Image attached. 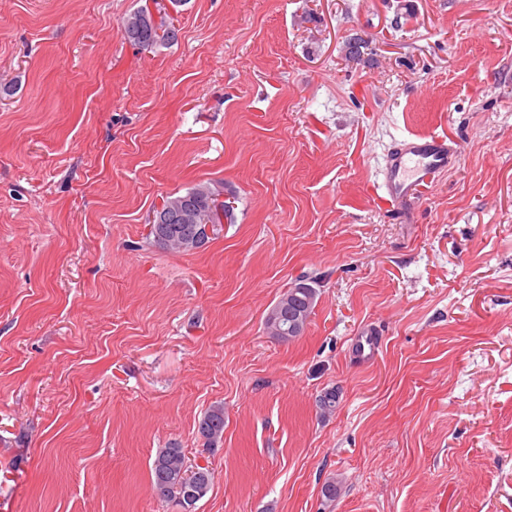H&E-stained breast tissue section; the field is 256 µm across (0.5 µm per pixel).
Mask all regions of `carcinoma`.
I'll use <instances>...</instances> for the list:
<instances>
[{"instance_id": "cac0c4a2", "label": "carcinoma", "mask_w": 512, "mask_h": 512, "mask_svg": "<svg viewBox=\"0 0 512 512\" xmlns=\"http://www.w3.org/2000/svg\"><path fill=\"white\" fill-rule=\"evenodd\" d=\"M149 11L148 6H141L123 20L124 39L141 50L177 42L179 29L164 14L159 16V21L155 24L139 25L133 22L134 18ZM366 48L368 42L359 35H353L345 44L346 57L359 61ZM214 191L215 185L199 183L182 193L166 196V220L162 224L149 226V240L158 248L173 253H186L203 247L200 242L184 246L178 237V234L188 229L179 219L180 209L188 201L204 211L215 213L223 209L228 223H235L234 208L224 209V202L211 197ZM305 284V279L292 282L265 317V330L281 342H288L299 336L314 314L318 291L314 287H305ZM295 301L299 302L300 312L297 324L293 327L288 320L280 318V311ZM197 433L204 440L206 449L214 451L224 437V404H214L203 413L198 421ZM212 480L211 469L206 467L197 472L193 471L187 464L184 449L176 444L160 449L153 462L152 489L160 501L175 508L176 512H183V502L188 497L196 503L202 500L208 494Z\"/></svg>"}]
</instances>
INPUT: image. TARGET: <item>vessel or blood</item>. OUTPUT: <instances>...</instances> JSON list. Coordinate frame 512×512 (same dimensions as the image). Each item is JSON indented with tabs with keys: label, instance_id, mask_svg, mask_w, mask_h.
Instances as JSON below:
<instances>
[{
	"label": "vessel or blood",
	"instance_id": "vessel-or-blood-1",
	"mask_svg": "<svg viewBox=\"0 0 512 512\" xmlns=\"http://www.w3.org/2000/svg\"><path fill=\"white\" fill-rule=\"evenodd\" d=\"M458 150L453 141L436 134L407 137L387 152L381 169L382 191L391 199L410 203L418 189L429 183L437 173L454 164ZM380 341L374 329H366L356 339L360 359H374Z\"/></svg>",
	"mask_w": 512,
	"mask_h": 512
}]
</instances>
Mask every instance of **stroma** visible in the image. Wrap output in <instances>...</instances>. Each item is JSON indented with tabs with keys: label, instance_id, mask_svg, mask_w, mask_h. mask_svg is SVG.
<instances>
[{
	"label": "stroma",
	"instance_id": "35a3bbf8",
	"mask_svg": "<svg viewBox=\"0 0 512 512\" xmlns=\"http://www.w3.org/2000/svg\"><path fill=\"white\" fill-rule=\"evenodd\" d=\"M158 2L179 39L141 50L146 0H0V512H164L172 443L214 472L197 512H512V0ZM429 133L457 164L384 199L386 152ZM207 182L235 223L150 244ZM302 277L315 313L278 341ZM216 190L215 185L211 183H199L191 188H188L182 193H173L163 198L165 207H168L166 211V220L163 224H153L150 226L149 222V240L158 248L173 252V253H186L199 249L209 243L207 238L205 243H196L186 246H182L179 236L177 234L185 233L189 226L181 223L178 215L182 205L186 202L191 201L194 205L199 207L201 210H211L214 214L218 210L225 211L224 224L235 223L234 207L224 210V202L219 201L218 198H210V195ZM158 234H170L177 235L172 236L167 242L158 239ZM312 278L295 280L279 297L265 317L264 328L281 342H288L299 336L309 323L317 303L318 291L307 283ZM306 285L310 288H299ZM295 301L299 302L300 312L295 328L288 319L280 318V311ZM376 336L377 332L368 328L357 337L355 349L360 359L372 360L377 356L381 341ZM197 433L204 440V446L214 451L224 437V405H211L198 421Z\"/></svg>",
	"mask_w": 512,
	"mask_h": 512
}]
</instances>
